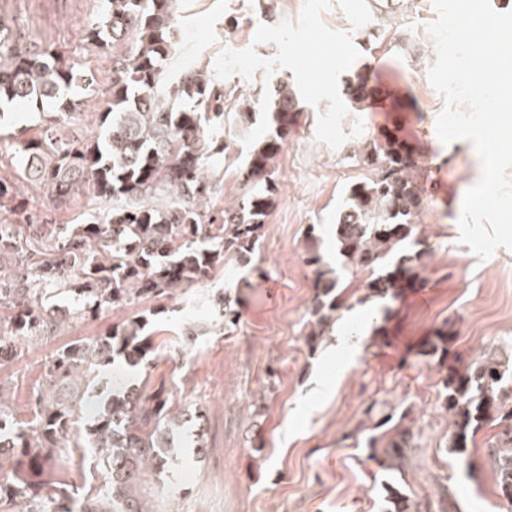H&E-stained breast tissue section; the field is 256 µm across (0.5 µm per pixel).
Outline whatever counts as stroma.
Returning a JSON list of instances; mask_svg holds the SVG:
<instances>
[{
    "label": "stroma",
    "instance_id": "1",
    "mask_svg": "<svg viewBox=\"0 0 512 512\" xmlns=\"http://www.w3.org/2000/svg\"><path fill=\"white\" fill-rule=\"evenodd\" d=\"M304 0H176L179 48L169 71L183 60L213 65L226 48L255 47L274 56L275 44L254 45L258 24L297 21ZM108 0H0V21L23 33L27 49L51 46L64 52L77 72L96 78L84 106L63 127L67 137L93 139L100 133L99 108L110 97L112 53L87 44L90 23L100 21ZM436 19L431 0H404L401 10L376 17L377 27L396 32L403 49L369 51L368 33L353 28L339 9L323 13L329 28L350 33L359 65L377 74L382 104L359 117H346L344 130L362 119L363 132L391 134L418 145L431 176L430 199L418 231L431 256L422 287L406 289L393 303L388 335L379 343L363 337L348 342L347 323L364 324L372 305H355L350 322H337V345L309 348L313 272L305 261L308 231L321 239V252H335L334 224L347 186L360 173L349 158L351 146L332 148L315 135L319 110L304 105L297 124L272 161L281 182L261 237L264 279L246 275L236 263L215 269L202 282L176 294L138 300L122 309L101 310L85 321L72 294L48 290L43 305L63 312L59 327L25 342L18 357L0 368V397L13 418L31 419L46 386L53 356L76 341L111 333L144 315L156 356L149 368L122 362L103 367L86 390L81 415L92 421L112 392L113 375L149 394L163 389L177 412L203 414V452H196L193 430L180 429L162 470L144 485L155 512H383L378 466L355 434L394 411H408L414 438L405 480L414 500L449 512H506L499 498L488 448L496 430L479 433L467 473L447 452L448 419L440 407L439 376L419 350L432 332L451 321L454 351L466 359L512 356V250L498 249L479 261L459 241L465 192L481 177L478 153L470 141L445 145L436 134L442 97L428 77L436 60L428 27ZM409 108H399L400 100ZM251 122L231 125L232 148L223 159V178L211 210L241 195L238 168L249 149L242 142ZM29 212L48 214L51 223L75 224L89 204L74 197L51 208L43 189L28 185ZM232 289L240 301L236 327L220 329L216 298Z\"/></svg>",
    "mask_w": 512,
    "mask_h": 512
}]
</instances>
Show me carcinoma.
I'll use <instances>...</instances> for the list:
<instances>
[{"mask_svg": "<svg viewBox=\"0 0 512 512\" xmlns=\"http://www.w3.org/2000/svg\"><path fill=\"white\" fill-rule=\"evenodd\" d=\"M100 22L87 29L85 41L112 46L109 105L100 113L104 133L90 142L68 139L61 118L83 101L72 88L80 77L61 62L54 48L19 47L16 33L0 26V123L10 110L46 116L34 133L17 141L27 183L45 189L65 205L82 189L91 200L108 198L112 206L92 205L74 226L39 217L23 225L0 224V262L15 263L18 274H0V304L17 310L0 324V365L18 352L19 341L55 324L42 301L60 288L86 299L83 314L126 306L140 298L169 293L208 276L234 258L251 274L265 219L279 192L272 160L302 111L297 95L276 82L272 100L274 130L258 142L240 167L242 202L212 211L207 202L218 185L215 167L226 153L224 126L232 109L229 93L211 73L193 67L173 75L166 69L175 47L173 0H108ZM342 95L361 112L378 95L377 76L361 69L345 80ZM51 100L55 112L44 114ZM354 163L369 175L351 183L336 216L339 265L324 261L320 238L307 234L306 263L312 267L314 296L306 343L314 348L332 333L353 294L343 273H367L357 302L376 303L383 314L372 339L387 335L391 305L406 288L421 281L429 250L415 233L416 218L429 198L420 155L402 139L382 133L354 143ZM16 182L0 176V214L12 211ZM224 329L237 325L239 300L229 290L217 300ZM146 321L131 320L107 336L78 341L60 350L47 368L46 392L36 399L33 422L4 421L11 426V454L0 469L11 474L0 484V509L22 507L39 512L48 498L56 512H72L71 491L55 473L62 466L58 448L74 438V447L94 449L107 481L85 512H151L138 488L145 476L165 465L176 425L169 398L162 392L144 396L117 386L97 419L79 426L82 390L98 367L124 361L149 367L154 345L143 334ZM454 334L448 322L423 345L421 356L440 375V407L450 418L448 453L468 471L475 469L471 448L488 426H499L497 448L490 455L497 494L512 504V395L504 387L509 364L494 355L470 363L451 351ZM409 414L391 413L371 427L365 438L384 479L380 483L385 512L422 511L407 492L403 473L414 433Z\"/></svg>", "mask_w": 512, "mask_h": 512, "instance_id": "1", "label": "carcinoma"}]
</instances>
